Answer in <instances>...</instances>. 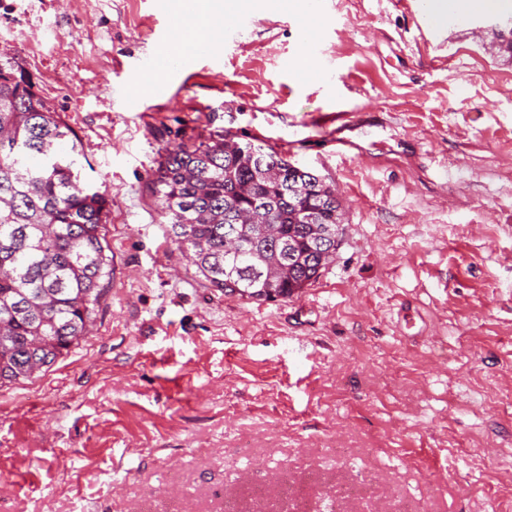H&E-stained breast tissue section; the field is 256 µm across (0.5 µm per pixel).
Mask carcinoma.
I'll return each mask as SVG.
<instances>
[{
  "mask_svg": "<svg viewBox=\"0 0 512 512\" xmlns=\"http://www.w3.org/2000/svg\"><path fill=\"white\" fill-rule=\"evenodd\" d=\"M71 135L30 79L0 65V385L32 378L78 345L109 278L110 202L82 181L76 147L57 152ZM254 152L278 168L280 189L255 182ZM317 178L260 143L231 151L224 132L215 131L165 148L151 191L173 241L208 286L230 295L244 285L260 301L263 285L249 269L272 256L275 245H252L250 261L224 276V236L236 227L225 213L270 206L298 258L294 280L316 279L318 262L304 225L295 223L288 186Z\"/></svg>",
  "mask_w": 512,
  "mask_h": 512,
  "instance_id": "carcinoma-1",
  "label": "carcinoma"
}]
</instances>
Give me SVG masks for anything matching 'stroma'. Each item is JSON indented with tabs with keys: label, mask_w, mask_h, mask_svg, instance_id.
<instances>
[{
	"label": "stroma",
	"mask_w": 512,
	"mask_h": 512,
	"mask_svg": "<svg viewBox=\"0 0 512 512\" xmlns=\"http://www.w3.org/2000/svg\"><path fill=\"white\" fill-rule=\"evenodd\" d=\"M318 4L253 0L210 60L170 69L178 0H0V58L112 200L89 335L0 387V512L173 490L188 512H512V0L437 31L420 0ZM333 110L342 133L313 125ZM222 130L340 198L336 254L291 298L208 288L148 188L165 146ZM281 471L300 508L250 500ZM360 475L368 498L331 495Z\"/></svg>",
	"instance_id": "stroma-1"
}]
</instances>
